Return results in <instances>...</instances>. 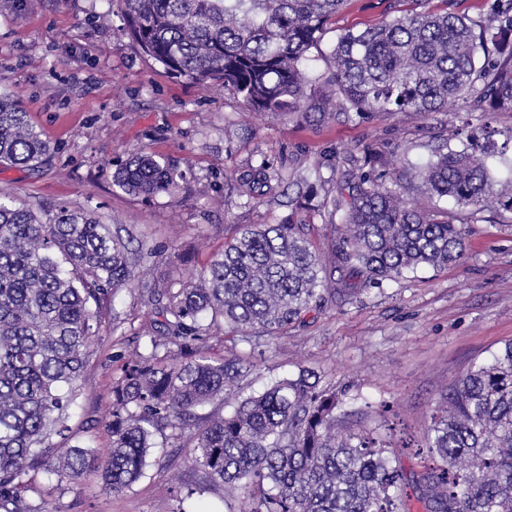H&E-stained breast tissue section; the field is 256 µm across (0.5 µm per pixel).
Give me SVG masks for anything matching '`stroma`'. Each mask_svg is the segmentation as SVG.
Segmentation results:
<instances>
[{"label":"stroma","instance_id":"1","mask_svg":"<svg viewBox=\"0 0 512 512\" xmlns=\"http://www.w3.org/2000/svg\"><path fill=\"white\" fill-rule=\"evenodd\" d=\"M406 0H347L316 48L318 71L344 30H362L407 9ZM0 92L11 96L54 152L33 170L1 168L0 190L42 218L59 207L84 209L131 242L153 250L106 313L101 360L90 362L69 425L77 439L105 447L112 380L109 355L142 349L147 289L194 273L221 249L239 224L287 220L297 197L316 178L342 180L364 150L387 165L425 164L462 121L455 113L373 114L355 121H323L288 113L246 114L232 90L209 91L174 78L135 48L123 29L119 0H0ZM500 181L512 179V112L490 120ZM141 150L187 174L188 185L146 201L123 193L112 175ZM267 163L278 171L260 202L245 204L240 177ZM512 340V218L483 211L471 223L466 259L424 269L358 298L307 313L277 339L253 344L216 338L215 354L247 356L255 364L241 395L261 391L309 367L344 394L342 413L352 431L397 423L411 447L406 472L421 471L431 416L467 366ZM143 475L125 491L102 492L97 472L80 489L38 475V495L62 512H159L193 487L197 474L169 433Z\"/></svg>","mask_w":512,"mask_h":512}]
</instances>
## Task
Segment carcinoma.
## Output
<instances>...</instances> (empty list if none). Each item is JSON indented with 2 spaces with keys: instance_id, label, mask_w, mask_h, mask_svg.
<instances>
[{
  "instance_id": "obj_1",
  "label": "carcinoma",
  "mask_w": 512,
  "mask_h": 512,
  "mask_svg": "<svg viewBox=\"0 0 512 512\" xmlns=\"http://www.w3.org/2000/svg\"><path fill=\"white\" fill-rule=\"evenodd\" d=\"M120 2L141 53L176 78L232 89L255 114L428 115L468 99L485 115L512 112V0H488L478 20L410 10L345 30L327 75L309 67L310 53L345 0ZM485 140V128H474L462 148L438 150L418 171L385 172L367 152L353 179L324 193L336 234L327 249L314 225L293 216L249 225L196 276L149 291L148 351L124 361L112 382L102 491L117 494L141 477L154 431L169 428L191 445L198 481L162 512H194V494L216 490L228 512H411L407 483L425 512H512V341L472 362L444 394L428 435L433 465L419 473H406L377 434L347 432L342 394L320 386L312 368L227 414L198 413L254 368L244 357L212 356L215 332L274 338L338 296L463 262L474 216L489 205L512 214V184L497 188ZM49 151L26 112L0 94V166L35 167ZM273 175L261 163L240 179L239 196L256 199ZM112 181L150 199L180 188L185 174L136 152ZM414 190L471 210L457 217L419 207L407 199ZM145 259L88 212L61 208L43 221L0 192V512H59L29 495L35 473L75 489L98 466L90 443H72L70 410L105 310Z\"/></svg>"
}]
</instances>
